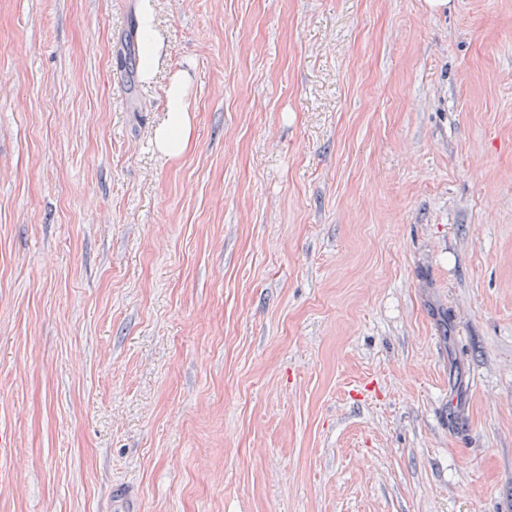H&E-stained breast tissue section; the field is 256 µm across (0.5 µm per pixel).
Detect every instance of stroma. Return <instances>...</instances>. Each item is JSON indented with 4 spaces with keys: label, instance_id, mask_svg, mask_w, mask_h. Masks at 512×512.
<instances>
[{
    "label": "stroma",
    "instance_id": "obj_1",
    "mask_svg": "<svg viewBox=\"0 0 512 512\" xmlns=\"http://www.w3.org/2000/svg\"><path fill=\"white\" fill-rule=\"evenodd\" d=\"M154 4L0 0V512H512V0ZM139 23L142 34L141 79L150 83L155 77V66L163 51V39L155 23L153 0H141ZM166 121L154 133L160 153L177 157L189 148L191 140L190 81L184 75L175 76L164 92Z\"/></svg>",
    "mask_w": 512,
    "mask_h": 512
}]
</instances>
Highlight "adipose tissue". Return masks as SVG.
Returning a JSON list of instances; mask_svg holds the SVG:
<instances>
[{"label":"adipose tissue","instance_id":"ef3b65f1","mask_svg":"<svg viewBox=\"0 0 512 512\" xmlns=\"http://www.w3.org/2000/svg\"><path fill=\"white\" fill-rule=\"evenodd\" d=\"M139 23L142 34L141 79L152 82L155 66L163 51L154 14L153 0H141ZM166 121L154 133V142L160 153L169 157L181 155L191 140L190 81L186 76L174 77L165 92Z\"/></svg>","mask_w":512,"mask_h":512}]
</instances>
